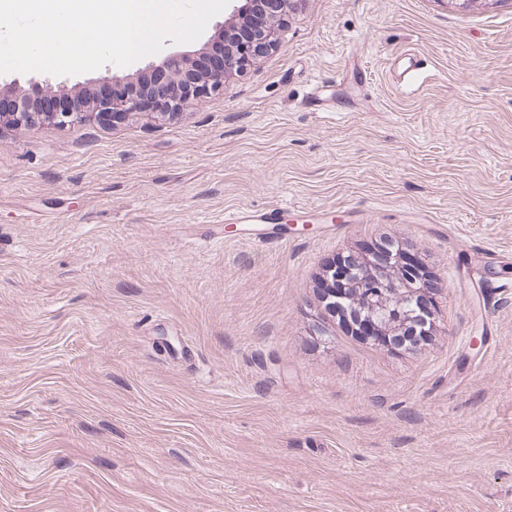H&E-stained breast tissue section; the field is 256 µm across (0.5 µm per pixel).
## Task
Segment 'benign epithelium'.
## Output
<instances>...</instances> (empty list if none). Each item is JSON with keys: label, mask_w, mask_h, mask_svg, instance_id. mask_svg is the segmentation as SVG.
Returning <instances> with one entry per match:
<instances>
[{"label": "benign epithelium", "mask_w": 512, "mask_h": 512, "mask_svg": "<svg viewBox=\"0 0 512 512\" xmlns=\"http://www.w3.org/2000/svg\"><path fill=\"white\" fill-rule=\"evenodd\" d=\"M294 0H245L233 6L239 17L242 35L204 59L206 72L184 58H168L163 68L152 75L141 72L124 76L110 75L107 84H115L103 93L91 96L92 111L105 122L121 119L133 112H168L177 110L181 100L201 97L224 87V81L241 73L249 62L274 47L283 17ZM54 93L48 84L30 83V91L11 92L2 97L0 127H22L36 119L67 125L82 119V109H57L41 106L44 96ZM339 273L350 287L321 289V298L331 312L341 308L352 325L369 328L374 338L389 341L409 331L427 334L436 319L434 306H426L418 271L393 261L389 253L371 250L350 257Z\"/></svg>", "instance_id": "benign-epithelium-1"}]
</instances>
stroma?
<instances>
[{"label":"stroma","mask_w":512,"mask_h":512,"mask_svg":"<svg viewBox=\"0 0 512 512\" xmlns=\"http://www.w3.org/2000/svg\"><path fill=\"white\" fill-rule=\"evenodd\" d=\"M383 240L434 283L405 350L318 295ZM0 512H512V0H294L176 114L0 131ZM288 204L280 205L273 209H242L224 215L225 223L230 224H273L279 220L284 208Z\"/></svg>","instance_id":"obj_1"}]
</instances>
